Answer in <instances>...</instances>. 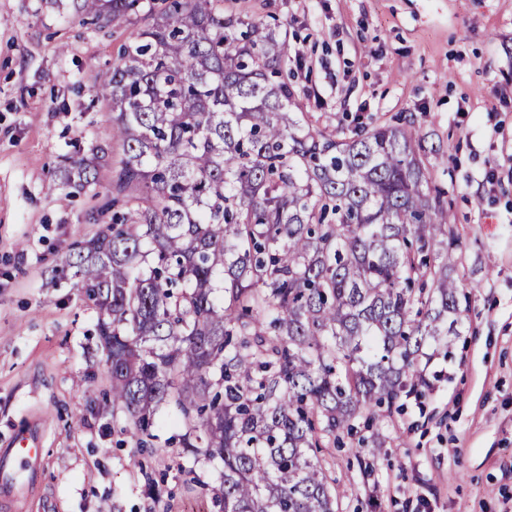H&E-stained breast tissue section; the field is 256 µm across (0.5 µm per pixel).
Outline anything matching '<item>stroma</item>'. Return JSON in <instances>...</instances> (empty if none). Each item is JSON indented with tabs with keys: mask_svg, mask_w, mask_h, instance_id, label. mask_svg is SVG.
<instances>
[{
	"mask_svg": "<svg viewBox=\"0 0 512 512\" xmlns=\"http://www.w3.org/2000/svg\"><path fill=\"white\" fill-rule=\"evenodd\" d=\"M225 8L279 25L319 128L413 117L455 217L459 332L431 361L430 388L380 427V447L320 450L336 512H512V0ZM129 36L52 0H0V448L31 424L45 450L33 490L0 512H216L219 465L137 452L112 410L97 310L64 268L110 219V166L95 188L46 189L76 151L118 157L100 75Z\"/></svg>",
	"mask_w": 512,
	"mask_h": 512,
	"instance_id": "stroma-1",
	"label": "stroma"
}]
</instances>
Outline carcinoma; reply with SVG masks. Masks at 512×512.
Returning a JSON list of instances; mask_svg holds the SVG:
<instances>
[{"instance_id": "cac0c4a2", "label": "carcinoma", "mask_w": 512, "mask_h": 512, "mask_svg": "<svg viewBox=\"0 0 512 512\" xmlns=\"http://www.w3.org/2000/svg\"><path fill=\"white\" fill-rule=\"evenodd\" d=\"M73 4L133 28L101 77L124 210L66 261L112 406L151 439L175 403L183 453L221 464L218 512H335L318 449L367 446L461 318L454 217L414 119L313 125L283 79L287 38L224 0ZM101 160L48 190L95 184Z\"/></svg>"}]
</instances>
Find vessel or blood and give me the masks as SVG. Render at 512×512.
<instances>
[{"label":"vessel or blood","mask_w":512,"mask_h":512,"mask_svg":"<svg viewBox=\"0 0 512 512\" xmlns=\"http://www.w3.org/2000/svg\"><path fill=\"white\" fill-rule=\"evenodd\" d=\"M43 450L35 430L16 434L12 447L0 448V497L11 498L17 489L39 473Z\"/></svg>","instance_id":"obj_1"}]
</instances>
